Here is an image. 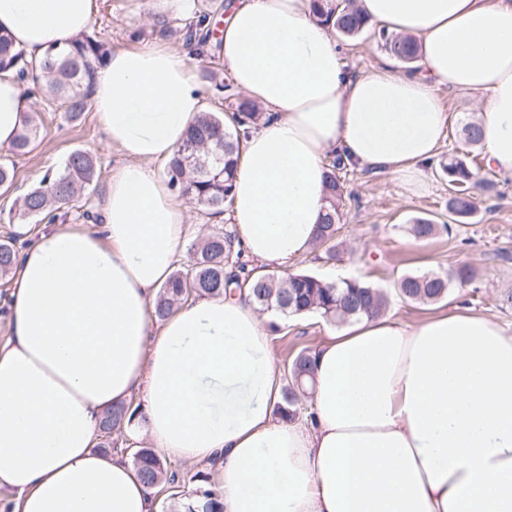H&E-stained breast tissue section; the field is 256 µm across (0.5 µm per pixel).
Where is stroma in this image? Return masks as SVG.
Segmentation results:
<instances>
[{"label": "stroma", "instance_id": "1", "mask_svg": "<svg viewBox=\"0 0 512 512\" xmlns=\"http://www.w3.org/2000/svg\"><path fill=\"white\" fill-rule=\"evenodd\" d=\"M211 4L212 0H95L89 31L113 49L152 43L180 47L187 19ZM345 59L354 73L392 62L370 31L347 40ZM441 98L449 115L448 135L437 164L426 170L425 190L413 194L393 175L346 166L340 172L346 202L336 236L342 259L327 263L311 254L299 259L293 269L322 278H361L390 291L404 274L446 273L467 263L477 269V278L464 287H452L444 301L417 304L395 297L390 313L414 323L460 305L493 319L505 333L512 334V305L502 301L512 291V176L489 168L485 159L479 158L478 147L467 144L460 134L464 123L478 119L479 94L445 91ZM41 119L36 148L17 159L15 184L9 193H0V240L15 233L39 234L40 222L19 221V199L39 184L47 169L60 168L73 149L89 150L97 158L100 176L91 195L95 209L111 174L124 163L118 151L106 147L94 111L72 122L56 107L42 110ZM453 154L477 161L476 177L484 183L475 193L477 209L454 223L452 234H440L426 243L415 241L407 231L412 219L448 221L450 192L440 164ZM336 330V325L316 315L280 318L270 339L278 369H285L300 350L315 349Z\"/></svg>", "mask_w": 512, "mask_h": 512}]
</instances>
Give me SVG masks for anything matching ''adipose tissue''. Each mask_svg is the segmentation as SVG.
Masks as SVG:
<instances>
[{
  "mask_svg": "<svg viewBox=\"0 0 512 512\" xmlns=\"http://www.w3.org/2000/svg\"><path fill=\"white\" fill-rule=\"evenodd\" d=\"M417 39L418 71L350 72L312 0H230L218 52L268 119L242 140L228 219L269 267L308 255L329 152L417 192L446 138L440 88L481 93L486 163L512 175V0H358ZM94 0H0L29 57L86 32ZM185 49L119 47L91 103L111 174L98 226L53 224L18 257L0 345V488L14 512H154L126 460L95 451L103 412L136 399L163 456L216 463L224 512H512V335L464 309L362 319L315 351L305 419L272 411L281 381L244 299L150 309L184 247L187 207L153 162L205 108ZM32 101L0 73V146Z\"/></svg>",
  "mask_w": 512,
  "mask_h": 512,
  "instance_id": "ef3b65f1",
  "label": "adipose tissue"
}]
</instances>
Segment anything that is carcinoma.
<instances>
[{
    "instance_id": "obj_1",
    "label": "carcinoma",
    "mask_w": 512,
    "mask_h": 512,
    "mask_svg": "<svg viewBox=\"0 0 512 512\" xmlns=\"http://www.w3.org/2000/svg\"><path fill=\"white\" fill-rule=\"evenodd\" d=\"M222 10L224 4L219 3L215 9L186 23L187 45L194 47L197 55H203L210 46L209 26L212 17ZM313 10L319 21L346 39L363 33L369 25L353 0H313ZM378 39L384 51L397 61L403 64L416 61L418 45L413 37L381 30ZM109 54L106 42L85 33L70 49H51L43 58L33 59L15 47L10 35L0 32V71H13L22 79L31 78L37 95L49 102L62 100L71 121L78 120L88 110L95 66L102 64ZM203 77L211 84L215 95L224 100V111H205L196 117L186 139L168 161L165 176L174 190L193 199L206 214L216 216L223 214L224 205L230 203L242 135L260 124L264 112L256 103L234 92L220 71L208 70ZM38 129V113H28L10 145V154L21 156L31 152ZM327 167L328 207L318 225L313 246L325 248V259L330 262L338 257L333 241L342 217L344 186L337 171L345 167V161L334 153ZM441 169L452 190L448 200L450 217L470 216L475 210L470 192L474 173L464 160L454 156L448 157ZM97 178L96 157L81 148L72 150L60 169L47 170L38 186L24 194L20 218L34 217L48 223L58 220L60 213L66 214L80 203L88 204L90 188ZM13 186L14 162L6 157L0 162V188L7 192ZM449 230L448 224H436L422 217L414 219L408 228L409 234L421 242ZM17 241L16 237L0 241L1 280L14 275ZM233 242L234 236L221 232L191 244L187 260L173 271L157 293L154 305L157 321L165 320L188 302L222 296L238 288L260 311L284 316L317 314L336 324L379 317L389 307L390 298L383 289L360 279H343L330 284L309 273L281 277L273 272L249 269L240 261L241 252H233ZM475 278L474 267L460 264L446 274L407 273L397 280L396 288L398 296L407 302L437 303L448 298L452 285H466ZM314 364L311 350L298 352L287 364L282 402L276 407V415L286 419L298 417L299 403L307 399L313 388ZM137 417L138 409L130 404L108 410L100 423L99 450L104 454L112 452L115 446L112 432L125 424L131 425ZM132 464L150 488L179 481L178 473L168 469L152 448L134 449ZM191 480L199 483L195 493L168 501L163 512H224L220 494L208 487L209 474L198 472Z\"/></svg>"
}]
</instances>
